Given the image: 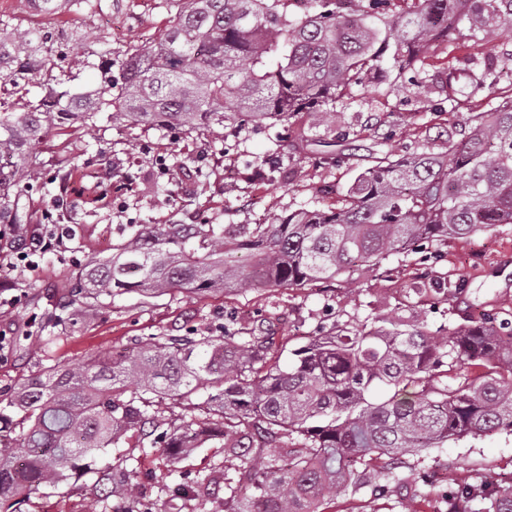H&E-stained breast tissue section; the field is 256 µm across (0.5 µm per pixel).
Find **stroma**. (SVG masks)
Segmentation results:
<instances>
[{"label": "stroma", "mask_w": 512, "mask_h": 512, "mask_svg": "<svg viewBox=\"0 0 512 512\" xmlns=\"http://www.w3.org/2000/svg\"><path fill=\"white\" fill-rule=\"evenodd\" d=\"M89 15L69 13V25L81 28L88 46L67 45L54 59V74L76 72L92 83L96 72L85 67L86 48L120 52L155 41L179 8L177 0H101ZM448 44L433 42L429 80L401 78L393 71L370 74L365 88L346 90L330 125L304 112L289 128L245 129L225 138L187 135L174 128L144 129L112 124L91 132L54 136L37 144L48 190H27L18 209L33 235L47 223L62 224L68 236L47 250L37 266L0 262V398L9 397L27 379L50 367H79L95 355L132 351L152 336L206 332L232 322L242 336H270V360L287 362L290 350L339 322L372 324L377 317L411 322L424 319L430 332L478 321L490 313L512 316V224H497L465 238L433 244L427 254L390 256L380 267L359 270L333 282L303 287L237 288L204 295L172 290L159 295L128 292L87 300L69 313L62 303L76 276L94 258L113 248L145 224H266L292 211L340 206L349 185L371 164L376 153L404 154L409 146L444 144L430 132L460 124L486 111V94L469 95L481 63L493 64L495 91L512 94V26L488 35L476 64L456 66L462 92L449 109L431 78L447 62ZM345 133L340 149L345 161L327 167L318 160V140ZM451 278L462 288L453 298L421 292L420 282ZM61 320L47 321V312ZM138 460L137 492L153 512H211L181 496L184 481L207 474L223 463L218 441L168 463L159 448H110L105 461L120 465L125 456ZM512 473V432L467 437L391 466L390 475L338 493L327 512H448V483L472 482ZM99 474L90 473L53 488L31 493L19 504L0 501V512H106L125 506L102 498Z\"/></svg>", "instance_id": "1"}]
</instances>
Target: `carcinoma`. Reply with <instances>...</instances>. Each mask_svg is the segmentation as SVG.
<instances>
[{
	"label": "carcinoma",
	"mask_w": 512,
	"mask_h": 512,
	"mask_svg": "<svg viewBox=\"0 0 512 512\" xmlns=\"http://www.w3.org/2000/svg\"><path fill=\"white\" fill-rule=\"evenodd\" d=\"M97 0H39L48 15L92 10ZM287 15L288 0H181L153 43L117 57L92 50L97 83L76 74L39 83L55 45L79 31L20 29L0 18V78L22 91L0 98V223L21 224L16 198L42 181L32 146L72 127L92 129L104 109L112 121L187 134L288 125L301 112L335 111L346 88L377 67L426 73L432 42L460 23L477 44L512 24V0H414L391 15L390 0H309ZM453 103L462 90L443 71ZM40 84L28 97L27 86ZM494 84L492 66L471 94ZM446 150L385 153L360 172L343 206L299 209L229 234L212 224H145L112 256L91 260L69 303L119 290L195 294L227 288H287L334 280L425 244L512 224V98L489 103L468 133L438 132ZM320 159L341 162L336 142ZM270 336H237L226 325L193 338L144 343L133 355L54 367L0 399V499L106 473L97 455L161 448L174 463L206 440L223 442L239 479L224 470L196 480L192 499L224 491L218 512H324L327 498L378 475L377 465L450 441L512 431V321L493 315L431 335L424 324L381 318L367 328L333 324L292 350L288 364L266 365ZM206 414L167 420L154 403ZM20 435L12 437L14 430ZM300 448L288 447L293 434ZM134 470L110 493L134 495ZM448 512H512V478L459 483Z\"/></svg>",
	"instance_id": "1"
}]
</instances>
